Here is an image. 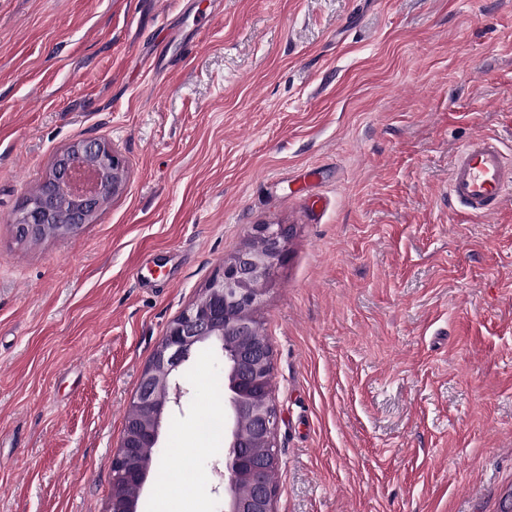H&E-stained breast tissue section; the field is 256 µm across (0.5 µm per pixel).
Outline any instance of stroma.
I'll list each match as a JSON object with an SVG mask.
<instances>
[{
	"label": "stroma",
	"mask_w": 512,
	"mask_h": 512,
	"mask_svg": "<svg viewBox=\"0 0 512 512\" xmlns=\"http://www.w3.org/2000/svg\"><path fill=\"white\" fill-rule=\"evenodd\" d=\"M512 153V0H0V512H107L170 321L262 224L276 512L512 505V200L468 216L448 163ZM127 161L75 235L14 217L70 144ZM222 361L167 415L169 482L221 512Z\"/></svg>",
	"instance_id": "35a3bbf8"
}]
</instances>
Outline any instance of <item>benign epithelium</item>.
Masks as SVG:
<instances>
[{
    "label": "benign epithelium",
    "mask_w": 512,
    "mask_h": 512,
    "mask_svg": "<svg viewBox=\"0 0 512 512\" xmlns=\"http://www.w3.org/2000/svg\"><path fill=\"white\" fill-rule=\"evenodd\" d=\"M125 172V159L105 142L73 143L53 157L37 192L20 204L14 219L19 236H39L50 226L60 237L76 234L122 190ZM258 232L266 248L244 245L225 260L201 296L171 321L144 368L112 459L109 512H139L166 414L187 393L179 373L200 348L224 357V469L214 468L224 487V512H275L273 349L253 311L284 258L287 236L272 224L259 225Z\"/></svg>",
    "instance_id": "benign-epithelium-1"
}]
</instances>
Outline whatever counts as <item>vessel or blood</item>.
Returning a JSON list of instances; mask_svg holds the SVG:
<instances>
[{"mask_svg":"<svg viewBox=\"0 0 512 512\" xmlns=\"http://www.w3.org/2000/svg\"><path fill=\"white\" fill-rule=\"evenodd\" d=\"M448 193L472 215H494L512 197V169L497 140L485 135L461 145L449 163Z\"/></svg>","mask_w":512,"mask_h":512,"instance_id":"b4317fda","label":"vessel or blood"}]
</instances>
